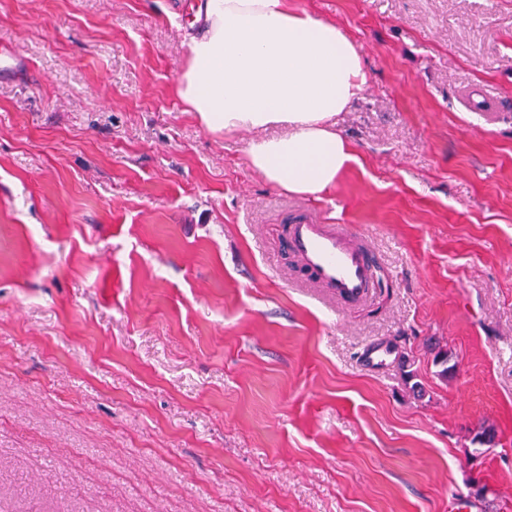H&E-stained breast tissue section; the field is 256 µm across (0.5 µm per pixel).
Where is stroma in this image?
<instances>
[{"instance_id":"obj_1","label":"stroma","mask_w":512,"mask_h":512,"mask_svg":"<svg viewBox=\"0 0 512 512\" xmlns=\"http://www.w3.org/2000/svg\"><path fill=\"white\" fill-rule=\"evenodd\" d=\"M189 2L0 0V512H512V0H290L369 75L317 198L184 110ZM295 205L367 240L365 303L302 282ZM461 100L463 105L470 110L473 106H478L479 112H497L501 109L499 98L490 96L486 91H477L474 89L466 90ZM391 355V349L387 344L371 343L363 349L362 363L367 368H379L387 365V360Z\"/></svg>"}]
</instances>
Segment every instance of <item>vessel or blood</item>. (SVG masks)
Instances as JSON below:
<instances>
[{"label":"vessel or blood","instance_id":"obj_1","mask_svg":"<svg viewBox=\"0 0 512 512\" xmlns=\"http://www.w3.org/2000/svg\"><path fill=\"white\" fill-rule=\"evenodd\" d=\"M465 107L482 112L501 109L499 98L474 89L461 96ZM287 247L297 259L303 276L324 288L336 301L356 303L365 299L375 284V255L341 224H328L303 209L293 210L288 226ZM388 345L371 343L362 352L368 368L386 365Z\"/></svg>","mask_w":512,"mask_h":512}]
</instances>
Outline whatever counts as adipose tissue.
<instances>
[{"instance_id":"1","label":"adipose tissue","mask_w":512,"mask_h":512,"mask_svg":"<svg viewBox=\"0 0 512 512\" xmlns=\"http://www.w3.org/2000/svg\"><path fill=\"white\" fill-rule=\"evenodd\" d=\"M204 13L177 80L185 110L212 132H255L250 163L273 187L317 196L334 186L357 155L333 118L368 82L354 42L288 0H205ZM269 128L280 136L263 137Z\"/></svg>"}]
</instances>
